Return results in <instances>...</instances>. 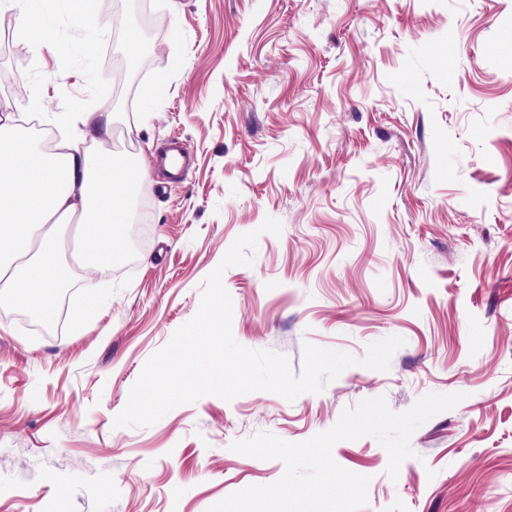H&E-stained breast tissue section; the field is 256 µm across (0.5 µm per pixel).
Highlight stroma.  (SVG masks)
Masks as SVG:
<instances>
[{
    "label": "stroma",
    "instance_id": "stroma-1",
    "mask_svg": "<svg viewBox=\"0 0 512 512\" xmlns=\"http://www.w3.org/2000/svg\"><path fill=\"white\" fill-rule=\"evenodd\" d=\"M150 38L130 41L145 8ZM0 0V112L25 137L82 152L128 140L147 240L130 267L86 264L74 226L54 258L61 331L0 300V512H208L276 482L281 461L231 451L269 432L303 442L378 396L396 412L463 399L412 435L397 478L371 437L332 449L369 477L361 512H512V0ZM149 75L116 91L108 61ZM111 112L114 136L72 122ZM187 141L186 182L161 189L154 151ZM280 234L260 233L266 218ZM252 266L225 270L238 343L364 358L294 401L206 396L149 427L114 425L147 359L192 319L241 234Z\"/></svg>",
    "mask_w": 512,
    "mask_h": 512
}]
</instances>
